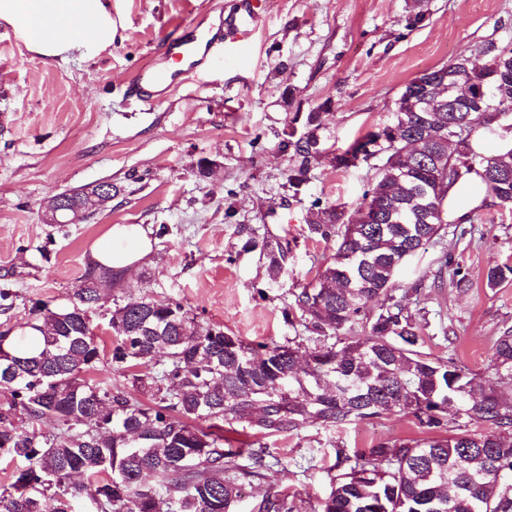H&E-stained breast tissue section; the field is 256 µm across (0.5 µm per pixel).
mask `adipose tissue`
<instances>
[{
  "mask_svg": "<svg viewBox=\"0 0 512 512\" xmlns=\"http://www.w3.org/2000/svg\"><path fill=\"white\" fill-rule=\"evenodd\" d=\"M0 21L12 27L32 51L68 61L72 52L87 53L112 44V0H0ZM151 250L138 224H115L91 247L92 260L124 272Z\"/></svg>",
  "mask_w": 512,
  "mask_h": 512,
  "instance_id": "adipose-tissue-1",
  "label": "adipose tissue"
}]
</instances>
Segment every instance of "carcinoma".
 Wrapping results in <instances>:
<instances>
[{
  "label": "carcinoma",
  "mask_w": 512,
  "mask_h": 512,
  "mask_svg": "<svg viewBox=\"0 0 512 512\" xmlns=\"http://www.w3.org/2000/svg\"><path fill=\"white\" fill-rule=\"evenodd\" d=\"M482 53L494 66L460 55L415 77L390 122L333 156L338 170L372 160L374 175L357 217L343 204L310 211L309 232L336 239V250L315 281L293 293L285 315L316 347L295 337L242 341L237 356L224 349V329L199 325L180 300L130 295L108 320L112 360L130 370L132 388L154 393L143 401L125 388H101L87 378L101 360L91 318L105 296L96 285H116L123 272L91 259L70 304H32L23 327L35 335L0 331L12 368L0 372V458L16 463L0 512H237L242 485L259 475L270 449L233 444L224 425L245 422L256 437L397 412L430 437L351 456L337 451L349 468L331 480L320 512H512V396L423 352L420 324L401 302L367 313L370 301L393 292L406 259L445 230L444 202L463 175L478 174L499 205L512 206V151L480 158L472 147L478 129L512 112V48L490 42ZM330 111L327 100L302 129L288 126L295 195L318 163ZM261 253L277 276L285 251L264 242ZM446 273L455 287H470L460 265L443 264L435 279ZM511 281L512 263L486 269L491 290ZM161 354L162 370L146 373ZM493 366L512 376V329L495 340ZM261 401L267 412L256 419L251 410ZM451 401L480 431L448 433ZM45 419L57 423L49 436L36 428ZM75 473L86 482H72ZM259 512L296 505L288 492L270 491Z\"/></svg>",
  "instance_id": "cac0c4a2"
}]
</instances>
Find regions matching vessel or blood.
I'll return each instance as SVG.
<instances>
[{"mask_svg": "<svg viewBox=\"0 0 512 512\" xmlns=\"http://www.w3.org/2000/svg\"><path fill=\"white\" fill-rule=\"evenodd\" d=\"M258 21L256 11L234 7L219 10L209 28L188 27L173 40L165 62L149 61L137 72L128 85L130 96L151 103L175 85L208 72L226 53L241 49Z\"/></svg>", "mask_w": 512, "mask_h": 512, "instance_id": "b4317fda", "label": "vessel or blood"}]
</instances>
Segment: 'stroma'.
<instances>
[{
  "label": "stroma",
  "mask_w": 512,
  "mask_h": 512,
  "mask_svg": "<svg viewBox=\"0 0 512 512\" xmlns=\"http://www.w3.org/2000/svg\"><path fill=\"white\" fill-rule=\"evenodd\" d=\"M232 2L112 0V45L92 57L72 54L61 66L0 24V290L13 294L0 331L23 323L33 301L70 303L93 243L111 225L139 224L152 251L126 274V289H107V298L173 297L201 326L248 343L294 337L285 308L336 249L310 234V205L356 208L373 175L366 163L340 171L323 157L305 191L291 196L281 142L294 115L331 101L321 144L344 148L390 121L405 84L424 71L461 53L481 64L487 43L512 45V0H262L258 29L237 62L153 103L129 97L132 76L167 53L180 26ZM415 5L425 19L405 29L402 18ZM202 160L214 163L203 177ZM99 182L111 183L112 200L91 217L44 222L45 199ZM470 223L468 232L448 225L409 257L392 298L421 321L425 352L512 394V378L491 362L495 339L512 328V283L491 290L483 281L488 265L512 261V208L484 195ZM266 240L290 248L275 278L260 253ZM448 259L465 268L468 291L433 287ZM420 280L426 287L414 292ZM389 299H375L370 310ZM109 317L106 306L92 317L102 357L92 377L123 387L128 372L112 360ZM424 435L404 413L272 433L264 444L278 462L245 488L239 508L258 512L266 493L284 489L297 512H313L341 471L337 449Z\"/></svg>",
  "instance_id": "obj_1"
}]
</instances>
